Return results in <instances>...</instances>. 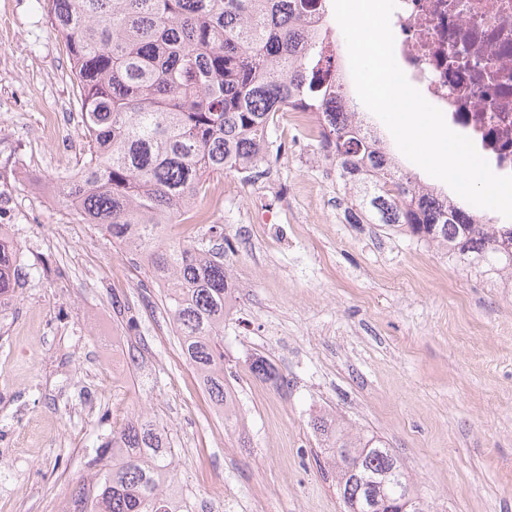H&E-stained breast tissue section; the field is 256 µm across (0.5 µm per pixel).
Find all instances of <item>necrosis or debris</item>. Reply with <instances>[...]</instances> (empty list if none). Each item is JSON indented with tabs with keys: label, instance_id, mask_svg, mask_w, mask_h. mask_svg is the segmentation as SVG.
I'll list each match as a JSON object with an SVG mask.
<instances>
[{
	"label": "necrosis or debris",
	"instance_id": "necrosis-or-debris-1",
	"mask_svg": "<svg viewBox=\"0 0 512 512\" xmlns=\"http://www.w3.org/2000/svg\"><path fill=\"white\" fill-rule=\"evenodd\" d=\"M391 29L410 84L512 175V0H396Z\"/></svg>",
	"mask_w": 512,
	"mask_h": 512
}]
</instances>
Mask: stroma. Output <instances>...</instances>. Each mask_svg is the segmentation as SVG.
Masks as SVG:
<instances>
[{
  "mask_svg": "<svg viewBox=\"0 0 512 512\" xmlns=\"http://www.w3.org/2000/svg\"><path fill=\"white\" fill-rule=\"evenodd\" d=\"M250 177L211 175L234 290L227 432L147 275L64 209L87 149L48 0H0V230L21 285L0 297V512H67L113 428L164 426L196 499L231 512H344L313 429L381 436L428 512H512V280L486 279L382 224H351L336 169L289 122ZM134 304L138 331L118 311ZM266 358L286 385L249 370Z\"/></svg>",
  "mask_w": 512,
  "mask_h": 512,
  "instance_id": "1",
  "label": "stroma"
}]
</instances>
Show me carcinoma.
<instances>
[{
    "label": "carcinoma",
    "mask_w": 512,
    "mask_h": 512,
    "mask_svg": "<svg viewBox=\"0 0 512 512\" xmlns=\"http://www.w3.org/2000/svg\"><path fill=\"white\" fill-rule=\"evenodd\" d=\"M314 0H50L52 27L66 40L87 157L59 192L63 206L104 231L163 289L162 305L202 390L236 430L224 376V317L233 289L224 267V227L206 223L208 176L244 173L266 157L287 112H329L336 50L308 20ZM359 107L319 131L317 155L336 167L350 224H386L434 244L448 261L478 273L512 275V224L496 229L468 206L406 173L384 140L359 134ZM205 225L199 238L172 228ZM19 253L0 236V295L18 283ZM331 449L347 512L369 492L413 495L386 443L352 437L332 419L313 423ZM360 459L352 480L340 449ZM174 449L153 417L135 411L72 491L70 512H194L180 485Z\"/></svg>",
    "instance_id": "carcinoma-1"
}]
</instances>
